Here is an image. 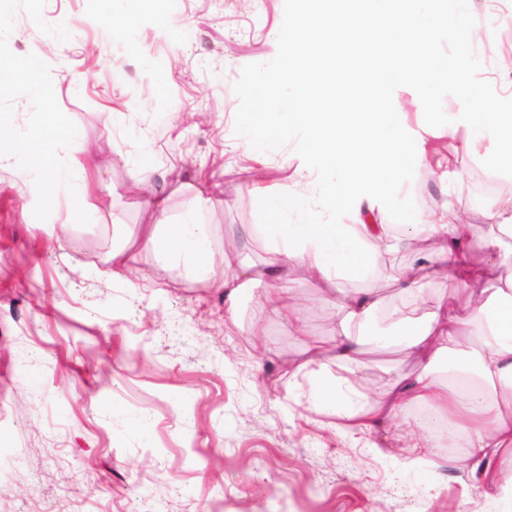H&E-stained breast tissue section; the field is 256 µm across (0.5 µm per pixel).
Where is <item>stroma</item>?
Listing matches in <instances>:
<instances>
[{"label": "stroma", "mask_w": 512, "mask_h": 512, "mask_svg": "<svg viewBox=\"0 0 512 512\" xmlns=\"http://www.w3.org/2000/svg\"><path fill=\"white\" fill-rule=\"evenodd\" d=\"M295 0H176L169 26L139 10V50L111 25L105 0H46L44 19L64 23L68 41L41 33L16 12L11 51L50 68L57 102L77 126L67 156L85 161L90 224L74 220L69 197L54 198L48 227L33 214L26 170L0 164V512H512L480 495L457 449L433 445L416 468L399 443L405 422L348 436L316 409L300 364L306 341L331 346L338 330L329 284L297 272L294 297L307 325L296 335L266 309L265 280L225 318L223 292L182 268L159 264L143 241L158 217L186 214L211 227L216 247L243 224H262L258 191L304 183L299 139L253 160L233 126L250 107L243 90L281 50ZM483 68L478 95L463 102L444 84V107L393 86L388 105L429 162L401 173L374 202L387 224L452 205L475 226L468 245L483 282L506 286L512 258L487 246L512 171L491 161L493 143L472 142L462 115L512 113V23L492 0H473ZM166 75L145 77L140 55ZM128 270L112 276V252ZM396 266L377 264L355 281L385 311L406 295ZM419 314L439 304L466 310L464 289L419 282ZM261 317V342L242 325ZM419 366L399 349L368 350L358 363L367 397ZM25 463L13 467L12 456Z\"/></svg>", "instance_id": "stroma-1"}]
</instances>
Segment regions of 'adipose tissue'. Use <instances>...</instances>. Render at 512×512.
I'll return each instance as SVG.
<instances>
[{"label":"adipose tissue","mask_w":512,"mask_h":512,"mask_svg":"<svg viewBox=\"0 0 512 512\" xmlns=\"http://www.w3.org/2000/svg\"><path fill=\"white\" fill-rule=\"evenodd\" d=\"M470 12L471 0H307L305 10L282 30L279 56L255 71L246 86L253 108L236 115L237 126L251 134L249 150L256 157L284 138H301L305 188L285 186L259 195L271 218L262 230L275 254L267 269L258 274L253 264L240 260L225 265L223 277H211L209 285L223 291L232 318L238 296L256 277L267 279L268 308L303 336L306 324L292 295L296 271L304 270L315 283L335 281L340 333L332 353L324 355L316 342L304 351L314 403L334 412L341 430L350 434L405 420L418 407L432 408L449 430L468 438L464 458L478 490L512 498V481L500 480L504 457L512 458V294L479 287L465 249L468 226L450 208L429 218H408L399 237L388 224L364 223L355 230L336 221L337 208L354 189L385 188L410 164L428 159L389 108L391 86L417 87L432 110L443 104L441 76H452L463 100L476 97L472 76L479 59L472 51L476 34L468 24ZM450 29L457 32L452 55H432L430 45ZM467 119L473 140L497 144L496 164L512 170V113L471 112ZM145 245L165 266L208 273L214 264L209 227L190 216L153 231ZM398 253L407 256L397 278L404 292L433 275L438 264L461 288H476L480 302L471 306L468 320L472 336H464L465 320L444 306L429 313L425 323L406 309L399 311L394 330L376 331L368 341L357 335L382 299L352 289L351 283L379 258ZM369 343L400 347L422 366L384 395L364 399L350 375ZM442 355L452 361L448 371L455 384L433 372ZM332 362L341 377L328 376Z\"/></svg>","instance_id":"obj_1"}]
</instances>
